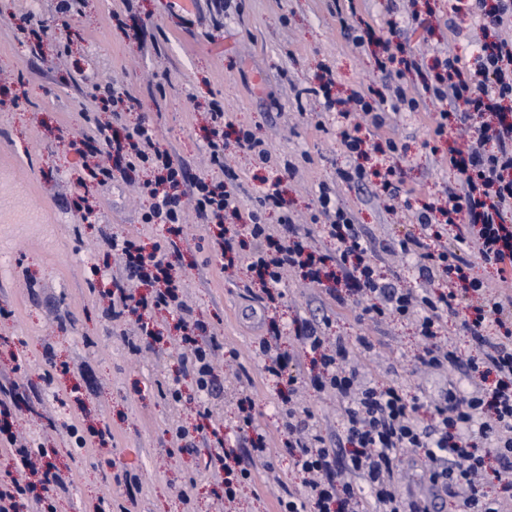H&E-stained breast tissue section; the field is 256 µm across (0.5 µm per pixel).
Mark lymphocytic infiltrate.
Wrapping results in <instances>:
<instances>
[{
	"label": "lymphocytic infiltrate",
	"mask_w": 512,
	"mask_h": 512,
	"mask_svg": "<svg viewBox=\"0 0 512 512\" xmlns=\"http://www.w3.org/2000/svg\"><path fill=\"white\" fill-rule=\"evenodd\" d=\"M336 16L344 37L354 46H381L376 69L394 83L393 109L418 111L420 98L407 93L409 75L418 63L407 48L402 26L389 21L380 35L369 28L354 30L344 7H337ZM424 88L441 106L431 130L433 138L446 136L453 121L464 124L477 115L483 122L466 143L448 149L455 189L445 197L430 198L415 212L420 235L392 243L414 259L425 283L421 289L399 287L382 275L354 214L336 203L328 186H320L312 216L313 223L335 242L334 250L325 252L312 243L310 231L294 224L290 216L281 217L279 235L269 233L265 211L285 205L278 184L266 188L258 208L245 214L234 184L188 178L184 168L159 149L149 128L138 126L121 138L111 126L97 128L102 152L113 153L129 172L144 167L157 170L158 182L169 186L161 192L157 182L144 184L151 205L142 221L167 225L169 235L163 243L149 252L129 238L110 243L112 251L125 255L126 264L123 275L111 280L109 311L116 320L143 311L146 319L138 326L143 336L153 333L148 316L154 310L175 312L181 341L191 350L188 369L199 391L210 392L218 382L213 363L217 342L198 339L192 307L169 282V270L182 260L186 246L181 201L186 185L192 189L202 223L224 228L212 240L215 252L246 260L248 270L259 279L266 306L281 303L285 272H301L318 284L328 268H336L343 285L329 289L328 295L337 306L361 295L369 299L360 308L363 318L375 323L390 317L414 321L425 342L417 357L420 365L444 372L463 362L468 377L475 380L472 388L451 387L439 402L426 403L399 384L369 379L349 362L344 337L332 339L326 334L328 319L303 321L295 338L302 349L317 354L321 366L310 384L316 391L335 395L345 406L343 429L351 449L340 460L319 433L309 406L297 398L300 377L289 373V361L279 350L281 328L269 321L256 351L265 374L288 383L279 428L288 437L293 467L302 476L296 488L272 474L281 489L278 512H308L312 504L332 507L333 512H431L434 499L445 494L458 499L461 512H500L482 477L489 472L512 487V295H489L488 281L478 274L479 269L489 268L499 281H512V118L503 110L505 102H512V43H482L469 70L460 57L445 58L433 77L425 79ZM352 100L353 109L342 110L343 122L336 130L346 158L341 178L360 189L375 184L391 206L415 196L416 188L407 185L397 163L403 145L383 133L388 119L383 97L369 86L355 92ZM151 279L159 282V289L136 296L134 284ZM438 279L443 280V289L428 290V283ZM450 319L467 334L475 357L460 360L453 345L440 342ZM11 453L20 469L16 477L0 482V512H14L17 499L29 491L32 475H39L43 489L35 504L45 503L47 494L66 490V481L47 452L20 445ZM411 454L421 463L429 494H413L397 486L398 468ZM266 456L261 435L241 455L220 445L210 451L206 466L221 478L225 501H234L252 482L254 462Z\"/></svg>",
	"instance_id": "obj_1"
}]
</instances>
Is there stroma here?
<instances>
[{
    "label": "stroma",
    "instance_id": "stroma-1",
    "mask_svg": "<svg viewBox=\"0 0 512 512\" xmlns=\"http://www.w3.org/2000/svg\"><path fill=\"white\" fill-rule=\"evenodd\" d=\"M457 0H358V16L375 29L396 20L406 28L410 47L424 60L437 55H471L473 31L468 11ZM58 0H0V203L27 224L0 222V376L36 390L29 405L13 410L15 434L53 449V461L70 481L68 494L52 498V512H87L106 498L112 512H217L223 487L202 466L211 446L210 430H196L197 413L209 409L223 423L228 447L239 445L234 393L237 373L254 385L256 424L270 438L265 462L233 505L234 512H277V487L267 468L292 476L286 436L276 430L280 388L262 373L255 351L269 318L284 325L281 350L300 356L294 330L305 319L329 317V335L355 341L377 340L370 368L382 382L434 400L449 383L465 386L460 370L449 374L421 369V348L412 322L393 319L378 325L359 320V310L336 307L324 290L299 274L288 277L283 303L273 311L260 289H243L245 263L225 269L211 249V227L187 212L183 226L188 253L176 275L199 322L216 331L237 353L235 370L217 366L220 388L210 395L185 391L181 403L159 396L157 386L180 374L181 345L176 313L163 314L160 342L130 353L100 297L113 270L108 243L131 238L144 247L162 242L165 227L145 224L149 206L138 191L148 175H116L108 186L88 180L72 141L82 139L91 120L126 132L153 127L161 148L196 176L222 181L207 150V114L223 105L234 124L267 141L279 159L296 168L284 187L288 212L305 224L320 185L335 191L355 215L368 244L381 250L382 270L399 283L415 282L413 261L385 252L391 241L419 232L411 217L388 212L378 189L342 183L345 158L336 140V114L306 93L332 75V94L348 96L365 86L383 89L371 52L355 49L336 18L335 0H71L61 15ZM46 23L35 40L31 30ZM112 83L133 99L118 113L101 111L97 86ZM436 107L391 116L388 132L404 144L402 165L418 188L441 192L453 173L440 155L422 146ZM226 161L240 176L243 208H251L261 188V170L250 156L227 144ZM97 215L83 220L80 198ZM57 364L48 372V364ZM320 433L346 451L339 405L305 388ZM194 428L193 448L171 453L177 427ZM110 428L109 439L97 432ZM89 445L77 447L75 434ZM136 475L141 491L127 496L125 474Z\"/></svg>",
    "mask_w": 512,
    "mask_h": 512
}]
</instances>
